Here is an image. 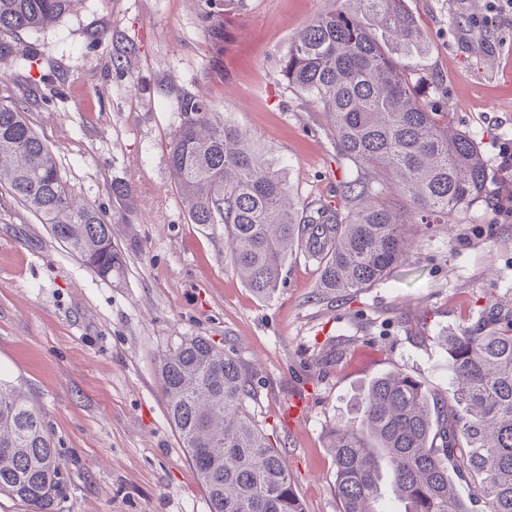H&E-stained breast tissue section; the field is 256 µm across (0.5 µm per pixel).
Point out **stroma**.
<instances>
[{
	"instance_id": "35a3bbf8",
	"label": "stroma",
	"mask_w": 512,
	"mask_h": 512,
	"mask_svg": "<svg viewBox=\"0 0 512 512\" xmlns=\"http://www.w3.org/2000/svg\"><path fill=\"white\" fill-rule=\"evenodd\" d=\"M424 53L420 98L448 87V123L478 143L489 199L447 224H406L405 261L346 296L319 294L320 261L289 255L258 297L237 275L220 224L191 223L168 164L203 99L268 151L300 208L344 209L355 178L327 118L288 87L280 61L328 0H77L38 31L0 33V103L20 107L80 198L111 215L131 188V223L112 227L118 277L84 266L0 187V377L43 415L67 480L57 512H209L202 480L170 425L157 367L184 338L234 349L255 368V417L286 455L304 512H340L325 433L368 382L400 370L442 393L441 338L488 301L512 307V214L496 200V145L512 140V10L488 0H407ZM305 405L296 421L292 402Z\"/></svg>"
}]
</instances>
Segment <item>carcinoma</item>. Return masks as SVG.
Wrapping results in <instances>:
<instances>
[{"label":"carcinoma","instance_id":"obj_1","mask_svg":"<svg viewBox=\"0 0 512 512\" xmlns=\"http://www.w3.org/2000/svg\"><path fill=\"white\" fill-rule=\"evenodd\" d=\"M74 0H0V31L40 29ZM292 40L280 69L288 86L326 112L340 156L360 175L343 182L347 211L296 208L288 186L246 133L209 117L186 97L188 120L168 161L194 224H222L233 265L268 298L288 252L322 241L318 288L340 295L367 288L404 261L409 215L447 224L486 197L481 150L448 130L447 89L418 98L409 53L421 38L405 0H329ZM34 212L70 252L104 279L125 257L112 225L127 222L130 188L112 184L125 210L106 221L59 175L48 146L16 106L0 104V186ZM399 189L391 198L389 186ZM453 381L439 394L401 371L375 378L353 416L329 427L340 512H379L391 493L400 512H512V308L490 305L449 334ZM158 374L167 418L205 486L210 512H303L294 479L250 410L253 375L233 351L195 336L169 350ZM476 491L464 497L455 480ZM66 479L42 416L0 379V493L28 512H55Z\"/></svg>","mask_w":512,"mask_h":512}]
</instances>
